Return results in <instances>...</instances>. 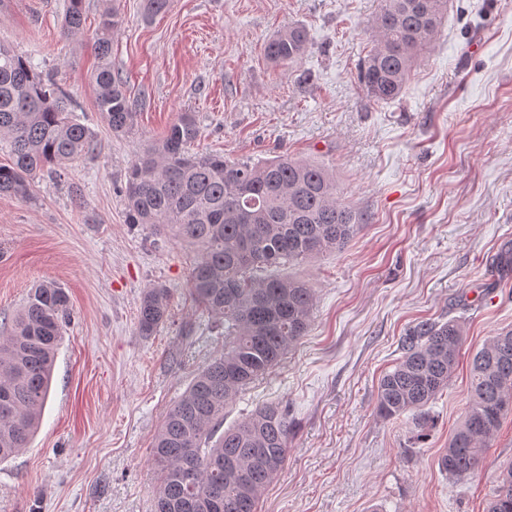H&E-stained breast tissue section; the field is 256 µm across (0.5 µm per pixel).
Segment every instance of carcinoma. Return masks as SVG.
<instances>
[{"label": "carcinoma", "mask_w": 512, "mask_h": 512, "mask_svg": "<svg viewBox=\"0 0 512 512\" xmlns=\"http://www.w3.org/2000/svg\"><path fill=\"white\" fill-rule=\"evenodd\" d=\"M64 35L83 34L84 0H68ZM448 0H383L377 37L358 69L365 96L398 99L419 56L434 44ZM119 8L106 9L91 75L96 105L112 132L126 134L136 121L121 77L112 73V35ZM311 39L301 25L266 45L276 65L302 62ZM195 118L183 112L164 137L129 166L123 189L126 221L148 224L196 253L190 273L194 300L224 322V354L193 379L167 409L155 436V512H256L259 494L281 471L292 433L288 413L264 404L223 428L224 409L264 376L306 335L316 297L300 276L273 270L341 252L367 223L344 205L336 178L322 164L286 154L271 159L227 160L193 154ZM0 137L11 162L0 164V194L30 195L31 180L56 176L91 149L85 127L68 111V93L43 78L31 61L0 43ZM170 295L157 285L140 301L138 331L153 334L167 317ZM68 319V297L55 283L32 289L0 336V463L28 447L47 399L56 351ZM464 324L417 323L400 339L401 356L380 380L377 410L386 419L410 413L421 435L432 425L428 407L448 387L459 366ZM470 396L464 416L438 459L441 471L464 477L481 468L485 449L512 414V330L492 337L470 361ZM487 512H512V465L499 477Z\"/></svg>", "instance_id": "obj_1"}]
</instances>
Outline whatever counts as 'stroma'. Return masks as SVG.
<instances>
[{"label":"stroma","instance_id":"obj_1","mask_svg":"<svg viewBox=\"0 0 512 512\" xmlns=\"http://www.w3.org/2000/svg\"><path fill=\"white\" fill-rule=\"evenodd\" d=\"M66 4L0 0V41L70 93L94 144L67 177L37 175L29 198L0 195V332L47 281L71 309L40 425L0 463V512H152L153 438L224 351L223 326L189 292L190 251L125 218L131 162L184 112L199 129L191 152L318 161L368 218L344 251L301 267L316 295L306 336L225 410L229 425L274 401L293 422L257 512H485L512 462V417L478 473L450 477L438 458L467 406L471 356L512 328V277L494 274L512 244V0H449L404 93L380 104L358 61L382 0H169L157 15L118 0L112 71L141 103L123 136L90 81L106 0H85L76 39L63 34ZM296 24L310 54L272 64L265 43ZM156 285L169 312L145 337L140 299ZM447 316L466 339L421 440L410 416L378 414V381L410 328Z\"/></svg>","mask_w":512,"mask_h":512}]
</instances>
